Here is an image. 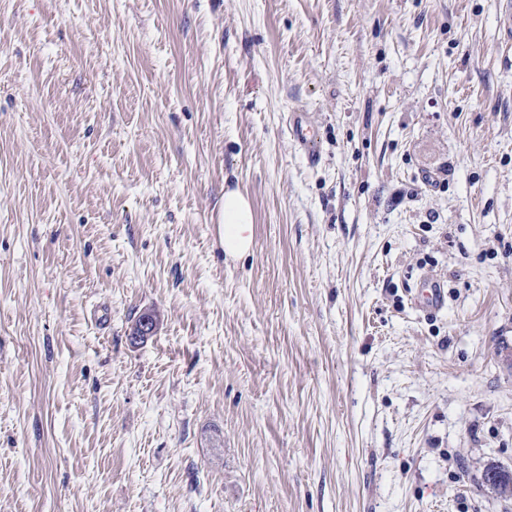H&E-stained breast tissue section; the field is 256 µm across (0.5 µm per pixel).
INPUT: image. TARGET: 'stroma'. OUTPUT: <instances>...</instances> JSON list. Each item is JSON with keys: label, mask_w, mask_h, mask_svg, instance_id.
Wrapping results in <instances>:
<instances>
[{"label": "stroma", "mask_w": 512, "mask_h": 512, "mask_svg": "<svg viewBox=\"0 0 512 512\" xmlns=\"http://www.w3.org/2000/svg\"><path fill=\"white\" fill-rule=\"evenodd\" d=\"M492 462L501 0H0V512H512ZM291 135L300 147L305 150L309 163L315 164L320 159V154L315 149L317 144L318 129L303 110L293 113L291 120ZM220 217V244L224 256L237 258L248 254L254 238V215L248 196L239 189L224 191ZM423 284L419 290L420 294H416L413 297V303L415 306L426 304L434 309H440L444 305V295L439 283L431 276L423 277Z\"/></svg>", "instance_id": "stroma-1"}]
</instances>
